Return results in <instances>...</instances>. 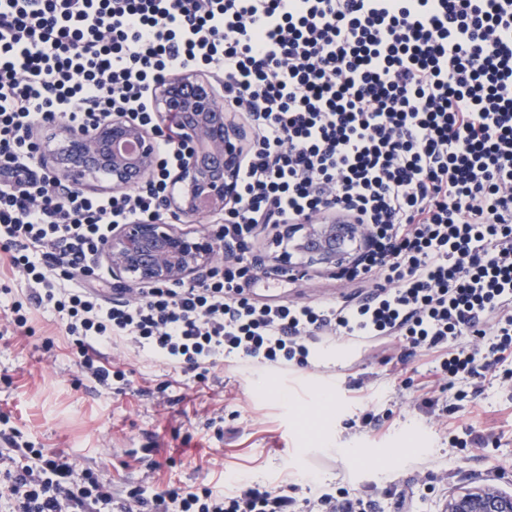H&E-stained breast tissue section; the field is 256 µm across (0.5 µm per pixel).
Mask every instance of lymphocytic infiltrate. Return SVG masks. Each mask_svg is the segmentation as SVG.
Masks as SVG:
<instances>
[{
	"label": "lymphocytic infiltrate",
	"instance_id": "1",
	"mask_svg": "<svg viewBox=\"0 0 512 512\" xmlns=\"http://www.w3.org/2000/svg\"><path fill=\"white\" fill-rule=\"evenodd\" d=\"M203 65L255 129L218 231L223 265L131 300L73 287L115 225L162 218L185 147L160 137L149 186L62 194L30 168L34 124L88 132L122 112L153 125L157 78ZM329 209L365 231L348 271L361 292L252 298L260 228ZM0 242L29 287L11 324L26 327L29 304L66 313L99 383L129 382L106 357L117 343L194 372L231 356L303 368L335 337H395L442 379L426 405L447 404L512 359V0H0ZM0 442L22 460L0 473L7 512H377L346 491L299 501L288 484H138L121 497L104 469L47 454L3 414Z\"/></svg>",
	"mask_w": 512,
	"mask_h": 512
}]
</instances>
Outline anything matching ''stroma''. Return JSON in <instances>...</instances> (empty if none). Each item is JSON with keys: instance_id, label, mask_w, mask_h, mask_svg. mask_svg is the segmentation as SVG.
Returning a JSON list of instances; mask_svg holds the SVG:
<instances>
[{"instance_id": "stroma-1", "label": "stroma", "mask_w": 512, "mask_h": 512, "mask_svg": "<svg viewBox=\"0 0 512 512\" xmlns=\"http://www.w3.org/2000/svg\"><path fill=\"white\" fill-rule=\"evenodd\" d=\"M276 235L265 230L253 251L262 277L253 298L315 305L357 293L356 283L303 253L292 256L293 276L279 273ZM25 299V281L0 247V411L47 451L107 468L115 486L143 477L147 460L137 451L150 448L160 464L155 482L228 493L246 481L294 485L299 499L316 489L346 490L371 495L379 512H441L466 484L493 482L512 494V385H484L444 418L416 387L431 357L405 350L397 338L357 346L339 337L303 369L230 358L202 380L118 345L108 358L131 378L119 390L79 371L53 309L30 308L28 333L14 331L11 306ZM324 393L333 406L317 428H303L301 411L315 410ZM370 414L378 425L362 428ZM355 451L367 465L353 461Z\"/></svg>"}]
</instances>
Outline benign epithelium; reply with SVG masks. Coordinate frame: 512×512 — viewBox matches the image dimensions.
<instances>
[{
	"label": "benign epithelium",
	"instance_id": "obj_1",
	"mask_svg": "<svg viewBox=\"0 0 512 512\" xmlns=\"http://www.w3.org/2000/svg\"><path fill=\"white\" fill-rule=\"evenodd\" d=\"M224 82L181 71L154 86L157 119L170 122L188 145L169 174L166 208L191 223L202 213L231 208L237 196V172L242 158L239 131L225 116ZM155 133L123 115L100 120L89 134L70 131L53 155V182L81 185L103 173L109 188L127 189L151 177L157 153ZM299 240L315 261H336V225L302 224ZM112 273L141 284L180 285L208 271L215 255L212 242L178 230L161 220L122 224L105 248ZM445 512H512V496L492 483L463 487L448 498Z\"/></svg>",
	"mask_w": 512,
	"mask_h": 512
}]
</instances>
